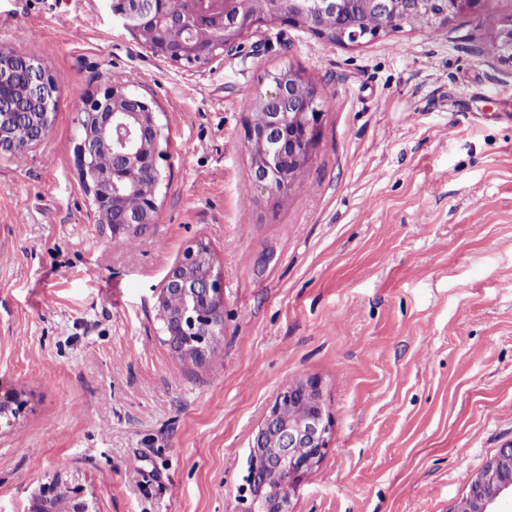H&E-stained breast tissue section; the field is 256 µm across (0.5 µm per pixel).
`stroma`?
Instances as JSON below:
<instances>
[{
    "instance_id": "stroma-1",
    "label": "stroma",
    "mask_w": 512,
    "mask_h": 512,
    "mask_svg": "<svg viewBox=\"0 0 512 512\" xmlns=\"http://www.w3.org/2000/svg\"><path fill=\"white\" fill-rule=\"evenodd\" d=\"M512 0L431 33L344 46L259 26L207 64L152 55L105 0H0V49L59 81L49 136L0 157V512L57 473L92 512H235L252 434L313 376L330 447L294 512H453L512 445V66L483 33ZM324 92L299 187L253 185L245 126L271 73ZM162 126L159 211L134 243L91 223L80 109L113 85ZM210 244L224 340L171 353L153 290Z\"/></svg>"
}]
</instances>
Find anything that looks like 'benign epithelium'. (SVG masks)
Returning a JSON list of instances; mask_svg holds the SVG:
<instances>
[{
    "label": "benign epithelium",
    "mask_w": 512,
    "mask_h": 512,
    "mask_svg": "<svg viewBox=\"0 0 512 512\" xmlns=\"http://www.w3.org/2000/svg\"><path fill=\"white\" fill-rule=\"evenodd\" d=\"M481 0H444L442 12L431 17L436 28L448 26L458 16L472 12ZM181 13L173 15L164 0H122L115 13L119 23L147 50L173 63L186 59L206 63L237 47L255 24L309 28L333 43L357 45L371 34L382 35L391 23L412 12H430L434 0H373L374 26L358 11L359 0H183ZM325 12L336 14V33L318 26ZM173 27L214 31L210 51L192 39L168 41ZM506 48L498 58L512 64V18L499 24ZM12 84L19 105L0 100V156L39 145L49 134L58 104L56 77L34 58L0 50V85ZM322 90L300 73L290 70L268 77V88L254 105L268 109V124L249 125L246 147L251 155L254 185L270 197L291 193L312 158L322 112ZM77 153L85 190L92 194L90 220L109 228L112 241L139 235L155 223L156 191L161 174L157 146L162 128L156 112L143 97L114 86L102 98L92 99L79 112ZM130 193L141 206L130 213L122 201ZM157 318L163 323L165 342L173 352L200 362L213 354L214 339L224 331V282L215 270L209 244L197 240L169 269L155 294ZM302 400L310 415L295 422L288 410ZM24 402L0 391V415L18 416ZM332 418L318 381L299 378L285 384L254 435L248 456L251 478L241 490L239 512H293V498L301 483L320 465L330 444ZM512 496V446L501 449L485 471L469 480V492L453 512H496L494 506ZM90 512L81 486L57 476L35 495L28 512Z\"/></svg>",
    "instance_id": "1"
}]
</instances>
